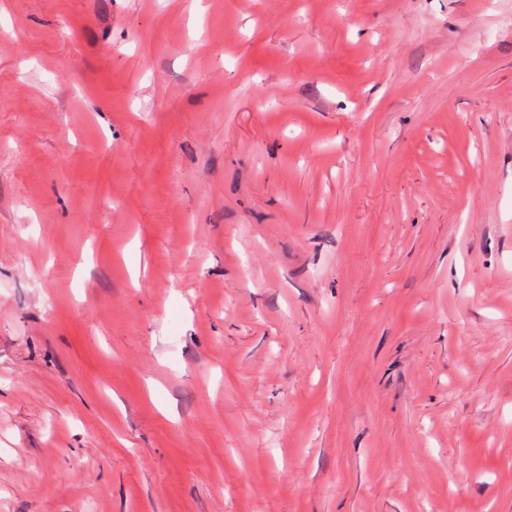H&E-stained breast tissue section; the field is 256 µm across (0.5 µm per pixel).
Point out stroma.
Instances as JSON below:
<instances>
[{
  "instance_id": "35a3bbf8",
  "label": "stroma",
  "mask_w": 512,
  "mask_h": 512,
  "mask_svg": "<svg viewBox=\"0 0 512 512\" xmlns=\"http://www.w3.org/2000/svg\"><path fill=\"white\" fill-rule=\"evenodd\" d=\"M0 512H512V0H0Z\"/></svg>"
}]
</instances>
